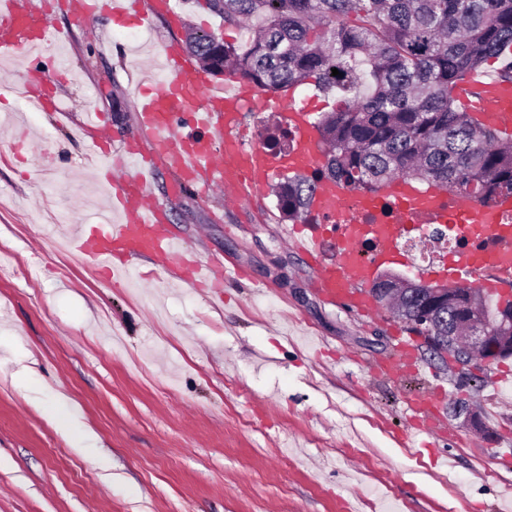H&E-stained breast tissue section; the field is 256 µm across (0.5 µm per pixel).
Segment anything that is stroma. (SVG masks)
<instances>
[{
    "instance_id": "35a3bbf8",
    "label": "stroma",
    "mask_w": 512,
    "mask_h": 512,
    "mask_svg": "<svg viewBox=\"0 0 512 512\" xmlns=\"http://www.w3.org/2000/svg\"><path fill=\"white\" fill-rule=\"evenodd\" d=\"M48 2L69 34L45 54L64 58L55 110L8 93L26 65L0 59V512H456L512 499V359L478 370L476 392L420 350L410 371L381 375L403 323L321 298L272 190L232 204L156 173L169 230L248 271L219 299L160 278L116 286L62 248L63 214L106 219L72 135L85 110L145 140L134 50L183 44L189 27L242 48L250 30L206 0H181L176 23L157 13L147 32ZM28 149L43 150L51 181L29 178ZM429 394L439 429L414 448L423 419L408 405ZM461 395L490 434L450 416Z\"/></svg>"
}]
</instances>
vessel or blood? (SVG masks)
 Masks as SVG:
<instances>
[{
  "label": "vessel or blood",
  "instance_id": "vessel-or-blood-1",
  "mask_svg": "<svg viewBox=\"0 0 512 512\" xmlns=\"http://www.w3.org/2000/svg\"><path fill=\"white\" fill-rule=\"evenodd\" d=\"M113 16L147 27L155 11L179 19L175 0H108ZM59 34L47 12L30 0H0V58H29ZM160 76L141 71L137 123L150 137L151 154L130 147L126 157L113 161L104 135L101 115L90 111L80 128L90 152L102 159L98 167L110 193L111 221L91 229L84 224L71 228L69 243L82 257L93 261L107 277L120 280L130 273L129 262L142 254L163 260L170 279L190 285L220 288L243 277L241 266L217 268L190 255L164 222L162 206L150 192L156 169L179 174L183 185H201L207 190L225 188L244 199L267 184L279 169L301 171L320 155V140L308 120L307 107H292L284 120L296 133L295 148L285 155L271 154L262 145H245L238 135L239 116L247 108L278 110V103L263 95L251 82L236 81L232 91L212 84L206 71L188 51L166 46ZM50 74L32 81L22 74L13 90L35 109L47 106L36 84H47ZM456 96L463 107L497 129L512 133V83L470 76L460 83ZM392 207L389 215L363 224L358 214L366 196H351L347 187L325 182L317 190L313 208L317 213L339 218L336 255L324 254L325 225L310 224L298 248L311 263L320 292L330 301L368 314L371 299L366 292L377 262L383 259L409 261L401 241L409 223L420 226L447 223L457 217L466 247L444 261L442 269L460 281H474L487 292L512 284V223L506 214L512 206L486 207L463 198H449L437 189H419L404 178L393 180L383 194Z\"/></svg>",
  "mask_w": 512,
  "mask_h": 512
}]
</instances>
